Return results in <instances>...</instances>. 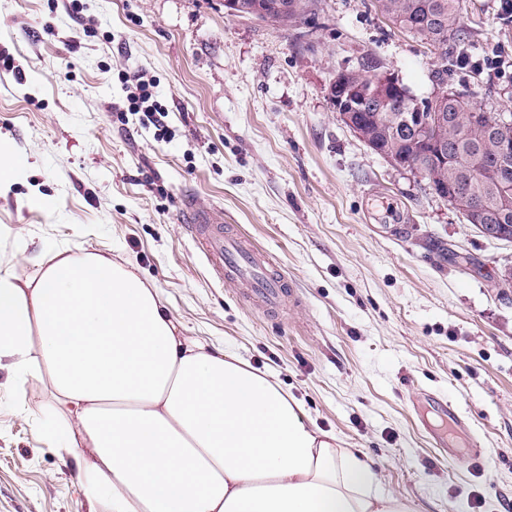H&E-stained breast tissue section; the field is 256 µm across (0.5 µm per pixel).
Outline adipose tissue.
Instances as JSON below:
<instances>
[{"instance_id": "1", "label": "adipose tissue", "mask_w": 512, "mask_h": 512, "mask_svg": "<svg viewBox=\"0 0 512 512\" xmlns=\"http://www.w3.org/2000/svg\"><path fill=\"white\" fill-rule=\"evenodd\" d=\"M54 400L47 435L88 512H414L239 353L183 336L131 265L0 261V366Z\"/></svg>"}]
</instances>
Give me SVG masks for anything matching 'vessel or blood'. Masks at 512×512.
<instances>
[{
	"label": "vessel or blood",
	"mask_w": 512,
	"mask_h": 512,
	"mask_svg": "<svg viewBox=\"0 0 512 512\" xmlns=\"http://www.w3.org/2000/svg\"><path fill=\"white\" fill-rule=\"evenodd\" d=\"M183 220L191 225L216 274L239 281L266 309L276 310L287 304L291 292L286 277L273 262L246 249L237 234L225 231L221 214L189 204L185 207Z\"/></svg>",
	"instance_id": "vessel-or-blood-1"
}]
</instances>
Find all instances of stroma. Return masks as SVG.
Instances as JSON below:
<instances>
[{
	"mask_svg": "<svg viewBox=\"0 0 512 512\" xmlns=\"http://www.w3.org/2000/svg\"><path fill=\"white\" fill-rule=\"evenodd\" d=\"M498 5L468 0L463 29L505 72L451 80L512 113ZM437 65L376 0H314L286 28L224 0H0V148L24 164L0 186V260L23 253L22 279L53 246L130 262L184 335L272 371L414 512H512V242L375 154L329 98L343 67L425 98ZM135 76L154 86L157 123L131 109ZM188 199L280 265L287 307L268 312L214 274L179 221ZM434 394L462 418L444 449ZM50 402L0 370V512H86L42 429Z\"/></svg>",
	"mask_w": 512,
	"mask_h": 512,
	"instance_id": "stroma-1",
	"label": "stroma"
}]
</instances>
